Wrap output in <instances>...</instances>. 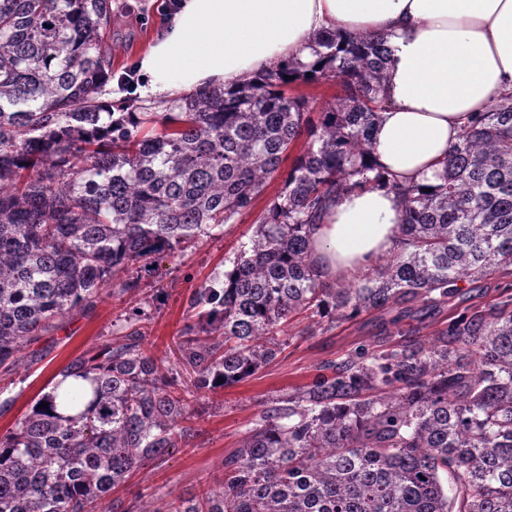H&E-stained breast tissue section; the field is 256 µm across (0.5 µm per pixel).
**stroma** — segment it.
I'll return each instance as SVG.
<instances>
[{
  "mask_svg": "<svg viewBox=\"0 0 512 512\" xmlns=\"http://www.w3.org/2000/svg\"><path fill=\"white\" fill-rule=\"evenodd\" d=\"M174 0H112V73L101 90V100L120 105L135 99L126 85L135 62L171 19ZM253 215L241 223L226 225L223 232L174 255L160 258L153 274L143 279L137 292L106 289L93 309L69 314L55 329L31 341L29 348L46 354L47 366L22 368L0 379V401L12 404L0 411V435L11 431L17 419L39 394L48 392L53 376L70 360L94 355L111 338L113 326L125 309L156 300L145 324V346L164 366L177 372L181 385L194 377L178 350V336L185 322L193 292L202 283L220 281L253 231ZM506 282L502 279L466 281L460 294L449 298L440 310L415 309L370 311L356 319L328 327L298 315L288 327V346L253 379L214 392L197 421L199 434L190 444L172 451L165 459L141 469L120 489L122 499L143 498L156 502L187 498L224 481V458L233 452L256 415L272 401L306 389L321 375L327 362H340L366 348L380 350L391 344L435 340L448 314H459L475 304L496 301Z\"/></svg>",
  "mask_w": 512,
  "mask_h": 512,
  "instance_id": "35a3bbf8",
  "label": "stroma"
}]
</instances>
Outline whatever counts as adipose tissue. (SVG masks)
Instances as JSON below:
<instances>
[{"mask_svg":"<svg viewBox=\"0 0 512 512\" xmlns=\"http://www.w3.org/2000/svg\"><path fill=\"white\" fill-rule=\"evenodd\" d=\"M328 29L390 36L374 157L403 181L435 182L467 118L512 87V0H179L136 63L137 92L170 100L288 58L309 63L314 36ZM400 218V200L387 188L341 193L310 231L316 271L329 282L368 271L396 252Z\"/></svg>","mask_w":512,"mask_h":512,"instance_id":"ef3b65f1","label":"adipose tissue"}]
</instances>
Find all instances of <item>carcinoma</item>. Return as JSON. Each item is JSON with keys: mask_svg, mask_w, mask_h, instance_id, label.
Returning a JSON list of instances; mask_svg holds the SVG:
<instances>
[{"mask_svg": "<svg viewBox=\"0 0 512 512\" xmlns=\"http://www.w3.org/2000/svg\"><path fill=\"white\" fill-rule=\"evenodd\" d=\"M111 26L112 0H0L1 372L42 361L24 354L34 337L115 283L138 290L156 256L240 223L271 181L281 187L224 281L190 302L193 388L145 349L149 314H122L117 337L59 372L73 382L0 436V512H512L509 288L449 318L435 343L349 356L263 409L224 457V487L152 510L113 496L195 436V403L275 359L293 313L331 326L512 276V91L464 126L433 191L391 184L398 251L331 286L308 230L337 195L380 179L370 156L390 39L320 34L310 64L116 114L98 100ZM330 78L331 103L301 91Z\"/></svg>", "mask_w": 512, "mask_h": 512, "instance_id": "1", "label": "carcinoma"}]
</instances>
